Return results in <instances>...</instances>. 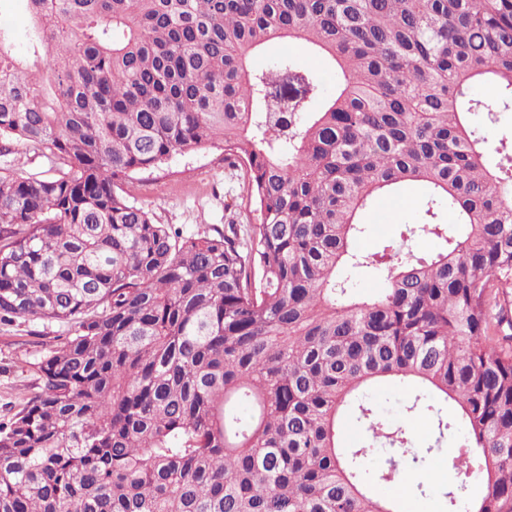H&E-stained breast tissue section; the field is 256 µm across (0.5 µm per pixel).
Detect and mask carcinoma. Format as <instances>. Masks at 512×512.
I'll return each mask as SVG.
<instances>
[{"label":"carcinoma","instance_id":"cac0c4a2","mask_svg":"<svg viewBox=\"0 0 512 512\" xmlns=\"http://www.w3.org/2000/svg\"><path fill=\"white\" fill-rule=\"evenodd\" d=\"M28 2L26 56L0 28V140L66 170L0 172V322L71 335L0 424V512H400L371 480L431 449L374 414L379 382L410 417L456 406L448 512L476 478L468 512H512V320L490 301L512 288V142L485 135L512 108V0ZM275 39L329 60L336 92L290 55L250 65ZM207 148L247 167V240L131 201L138 173ZM412 182L429 194L399 236L442 249L366 260L362 213Z\"/></svg>","mask_w":512,"mask_h":512}]
</instances>
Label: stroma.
<instances>
[{
  "label": "stroma",
  "mask_w": 512,
  "mask_h": 512,
  "mask_svg": "<svg viewBox=\"0 0 512 512\" xmlns=\"http://www.w3.org/2000/svg\"><path fill=\"white\" fill-rule=\"evenodd\" d=\"M285 53L314 71L327 92H335V69L321 58L302 51L298 45L270 43L253 57L252 63L262 67ZM6 170L52 178L59 174L61 167L50 163L44 152L15 141L8 154H0V172ZM427 194L424 186L413 185L380 197L362 216L367 229L355 244L357 251L369 258L385 241L398 239L401 225L411 221ZM132 196L137 205L150 212L156 223L175 225L187 235L202 232L212 224L221 226L230 222L246 229L256 224L258 218L249 202V178L245 168L225 162L223 151L215 148L177 153L161 168L140 173ZM67 333V324L60 322L18 318L8 324L0 323V422L8 421L26 399L38 391L37 364ZM408 399L407 393L386 384L376 385L370 392V403L381 420L408 423L413 447L430 448L434 441L432 420L425 414L407 418ZM451 452L452 446L447 443L427 456L425 495L406 492V485L419 480L412 472L407 473L403 482L378 483L372 490L379 496L398 500L401 512H448L445 494L451 483L436 480L433 474L447 465Z\"/></svg>",
  "instance_id": "35a3bbf8"
}]
</instances>
